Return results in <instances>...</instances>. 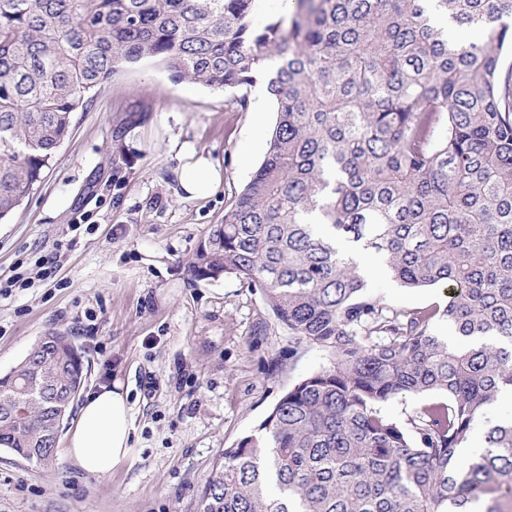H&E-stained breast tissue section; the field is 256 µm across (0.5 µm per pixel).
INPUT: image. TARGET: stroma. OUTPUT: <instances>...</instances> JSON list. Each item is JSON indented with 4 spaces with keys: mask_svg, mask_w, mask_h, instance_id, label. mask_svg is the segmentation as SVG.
Masks as SVG:
<instances>
[{
    "mask_svg": "<svg viewBox=\"0 0 512 512\" xmlns=\"http://www.w3.org/2000/svg\"><path fill=\"white\" fill-rule=\"evenodd\" d=\"M276 118L271 100L236 111L224 91L173 81L152 59L120 68L75 114L41 183L0 222V280L40 273L0 296V373L45 332L72 336L88 370L81 396L121 382L136 448L107 477L83 472L62 449L42 468L2 448L0 512H195L224 449L259 435L279 398L328 366L326 352L270 319L261 289L188 272L261 165ZM187 144L224 169L207 198L183 196ZM372 268V292L392 307L448 301L446 288L406 289L380 275V263ZM262 320L265 335H254Z\"/></svg>",
    "mask_w": 512,
    "mask_h": 512,
    "instance_id": "obj_1",
    "label": "stroma"
}]
</instances>
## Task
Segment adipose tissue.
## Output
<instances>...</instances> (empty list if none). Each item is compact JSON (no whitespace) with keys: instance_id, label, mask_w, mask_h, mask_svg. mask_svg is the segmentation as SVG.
I'll use <instances>...</instances> for the list:
<instances>
[{"instance_id":"adipose-tissue-1","label":"adipose tissue","mask_w":512,"mask_h":512,"mask_svg":"<svg viewBox=\"0 0 512 512\" xmlns=\"http://www.w3.org/2000/svg\"><path fill=\"white\" fill-rule=\"evenodd\" d=\"M224 180L219 164L202 154L189 153L179 170L185 198L212 195ZM134 450V426L127 390L114 383L91 395L79 408L69 434L67 454L87 474L106 477Z\"/></svg>"}]
</instances>
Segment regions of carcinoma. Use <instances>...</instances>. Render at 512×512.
I'll list each match as a JSON object with an SVG mask.
<instances>
[{"mask_svg":"<svg viewBox=\"0 0 512 512\" xmlns=\"http://www.w3.org/2000/svg\"><path fill=\"white\" fill-rule=\"evenodd\" d=\"M258 2L0 0V220L119 67L155 59L245 111L277 60L265 158L189 273L261 289L331 361L224 449L197 512H512V419L458 454L512 389V0H292L263 26ZM439 15L483 40H448ZM359 251L448 302L387 305ZM86 376L69 336L40 337L0 375V447L53 466ZM402 394L427 398L404 425L381 411Z\"/></svg>","mask_w":512,"mask_h":512,"instance_id":"cac0c4a2","label":"carcinoma"}]
</instances>
